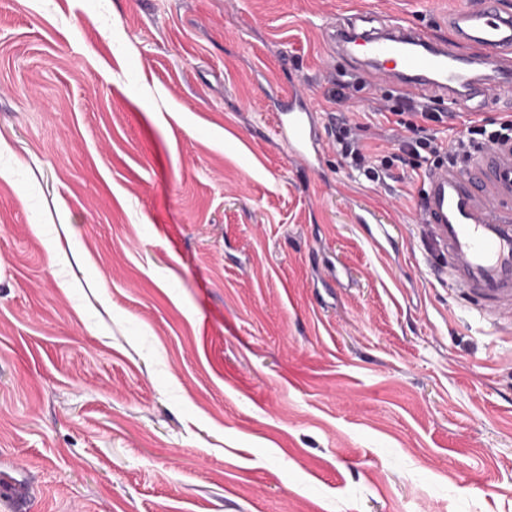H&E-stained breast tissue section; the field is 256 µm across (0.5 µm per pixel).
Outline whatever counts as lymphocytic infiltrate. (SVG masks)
I'll list each match as a JSON object with an SVG mask.
<instances>
[{
    "label": "lymphocytic infiltrate",
    "mask_w": 512,
    "mask_h": 512,
    "mask_svg": "<svg viewBox=\"0 0 512 512\" xmlns=\"http://www.w3.org/2000/svg\"><path fill=\"white\" fill-rule=\"evenodd\" d=\"M368 118L394 127L392 149L384 151L368 144L361 124L342 118L335 127L336 152L352 170L393 196L398 195L399 184L406 182L408 176H422L439 162L465 160L479 146L512 138L510 114L496 120L473 118L464 133L445 142L438 126L446 122L447 113L436 111L422 97L396 96L393 102L373 107Z\"/></svg>",
    "instance_id": "1"
}]
</instances>
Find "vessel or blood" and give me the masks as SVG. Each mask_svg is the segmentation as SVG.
I'll return each mask as SVG.
<instances>
[{
	"instance_id": "vessel-or-blood-1",
	"label": "vessel or blood",
	"mask_w": 512,
	"mask_h": 512,
	"mask_svg": "<svg viewBox=\"0 0 512 512\" xmlns=\"http://www.w3.org/2000/svg\"><path fill=\"white\" fill-rule=\"evenodd\" d=\"M324 31L332 51L369 79L451 110L512 98V11L499 0L462 6L444 38L399 20L362 36L352 23ZM268 97L289 154L319 164L324 140L309 97L293 87L269 88ZM420 209L442 278L483 320L512 324V139L481 147L464 165L427 170Z\"/></svg>"
}]
</instances>
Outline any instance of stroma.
Listing matches in <instances>:
<instances>
[{
    "label": "stroma",
    "mask_w": 512,
    "mask_h": 512,
    "mask_svg": "<svg viewBox=\"0 0 512 512\" xmlns=\"http://www.w3.org/2000/svg\"><path fill=\"white\" fill-rule=\"evenodd\" d=\"M466 2L0 0V512H512V326L329 142L325 24ZM268 87L274 133L289 154L305 160L310 167L320 164L324 140L315 105L298 88L288 87L287 91L272 84Z\"/></svg>",
    "instance_id": "1"
}]
</instances>
